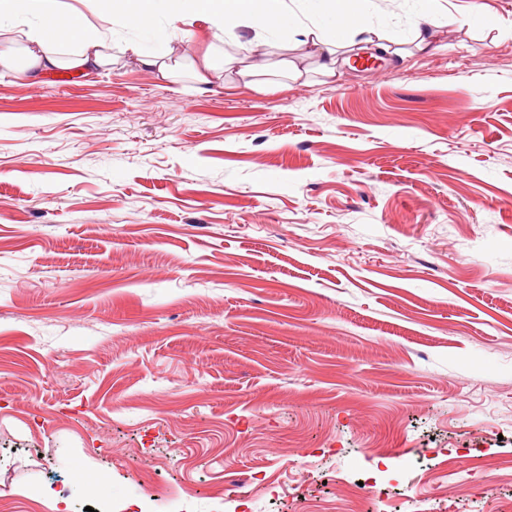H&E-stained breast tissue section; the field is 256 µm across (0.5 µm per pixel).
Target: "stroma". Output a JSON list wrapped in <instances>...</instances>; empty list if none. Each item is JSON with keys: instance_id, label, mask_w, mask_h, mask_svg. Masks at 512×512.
I'll return each instance as SVG.
<instances>
[{"instance_id": "1", "label": "stroma", "mask_w": 512, "mask_h": 512, "mask_svg": "<svg viewBox=\"0 0 512 512\" xmlns=\"http://www.w3.org/2000/svg\"><path fill=\"white\" fill-rule=\"evenodd\" d=\"M470 2L265 91L196 89L205 23L121 28L169 80L0 71V512H512V0ZM437 25L422 20L414 26L411 32V43L419 50L428 49L437 38Z\"/></svg>"}]
</instances>
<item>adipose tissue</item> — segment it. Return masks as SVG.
I'll use <instances>...</instances> for the list:
<instances>
[{
	"instance_id": "ef3b65f1",
	"label": "adipose tissue",
	"mask_w": 512,
	"mask_h": 512,
	"mask_svg": "<svg viewBox=\"0 0 512 512\" xmlns=\"http://www.w3.org/2000/svg\"><path fill=\"white\" fill-rule=\"evenodd\" d=\"M320 2V18L310 22L303 20L298 0H113L112 11L160 38L205 22L233 42L239 39L238 28L253 29L255 42L284 51L288 44L282 35L288 32L312 47L320 69L329 77L336 73L341 49L353 43L391 52L389 41L375 36L360 0ZM7 25L22 28L23 39L0 41V69L21 78L61 68L85 74L113 64L118 54L145 72L166 77L171 71L165 53L146 49L135 40L113 46L81 10L65 8L62 0H0V28ZM265 70L227 51L206 52L190 65L193 82L202 86L231 71L245 86L255 88Z\"/></svg>"
}]
</instances>
